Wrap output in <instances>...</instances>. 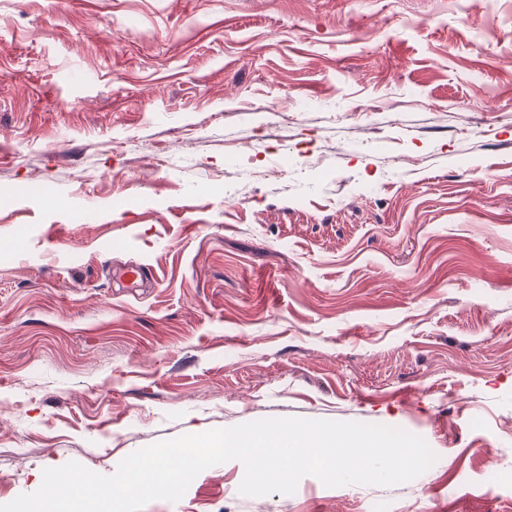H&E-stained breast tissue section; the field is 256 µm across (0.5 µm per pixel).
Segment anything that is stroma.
<instances>
[{"mask_svg":"<svg viewBox=\"0 0 512 512\" xmlns=\"http://www.w3.org/2000/svg\"><path fill=\"white\" fill-rule=\"evenodd\" d=\"M268 417L438 460L143 512H512V0H0V504Z\"/></svg>","mask_w":512,"mask_h":512,"instance_id":"35a3bbf8","label":"stroma"}]
</instances>
